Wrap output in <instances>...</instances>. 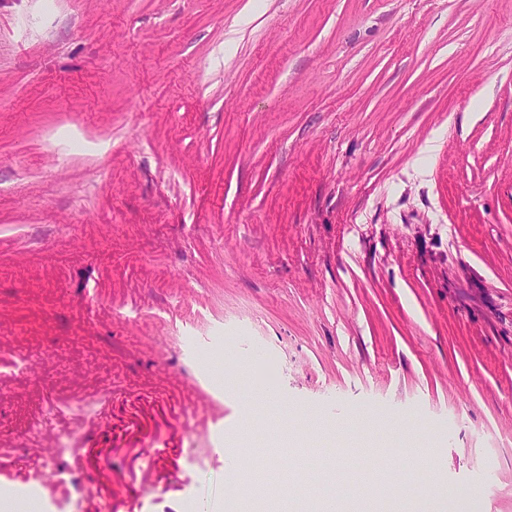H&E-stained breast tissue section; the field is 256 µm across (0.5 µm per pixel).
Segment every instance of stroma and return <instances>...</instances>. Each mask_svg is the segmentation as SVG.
<instances>
[{"instance_id":"stroma-1","label":"stroma","mask_w":512,"mask_h":512,"mask_svg":"<svg viewBox=\"0 0 512 512\" xmlns=\"http://www.w3.org/2000/svg\"><path fill=\"white\" fill-rule=\"evenodd\" d=\"M233 453L512 512V0H0V501Z\"/></svg>"}]
</instances>
